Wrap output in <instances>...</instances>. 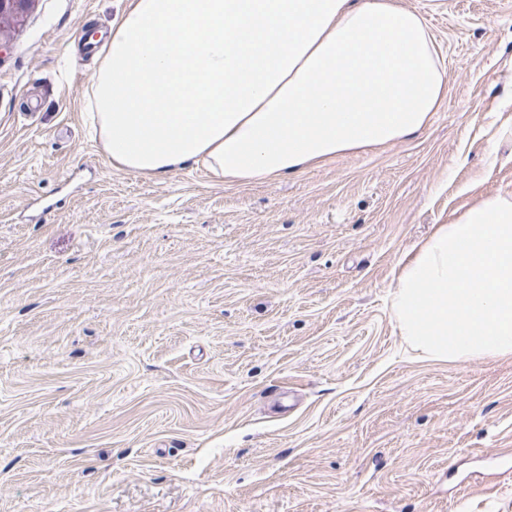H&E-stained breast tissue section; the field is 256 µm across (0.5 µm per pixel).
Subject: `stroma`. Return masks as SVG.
<instances>
[{
	"instance_id": "35a3bbf8",
	"label": "stroma",
	"mask_w": 512,
	"mask_h": 512,
	"mask_svg": "<svg viewBox=\"0 0 512 512\" xmlns=\"http://www.w3.org/2000/svg\"><path fill=\"white\" fill-rule=\"evenodd\" d=\"M428 128L263 184L113 168L86 92L123 0L0 26V512H512V356L411 357L397 263L512 197V0H396Z\"/></svg>"
}]
</instances>
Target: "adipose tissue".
I'll return each instance as SVG.
<instances>
[{"mask_svg": "<svg viewBox=\"0 0 512 512\" xmlns=\"http://www.w3.org/2000/svg\"><path fill=\"white\" fill-rule=\"evenodd\" d=\"M96 55L90 134L156 179H284L419 134L448 94L424 17L393 0H130ZM391 308L415 359L512 355V198L406 252Z\"/></svg>", "mask_w": 512, "mask_h": 512, "instance_id": "adipose-tissue-1", "label": "adipose tissue"}]
</instances>
